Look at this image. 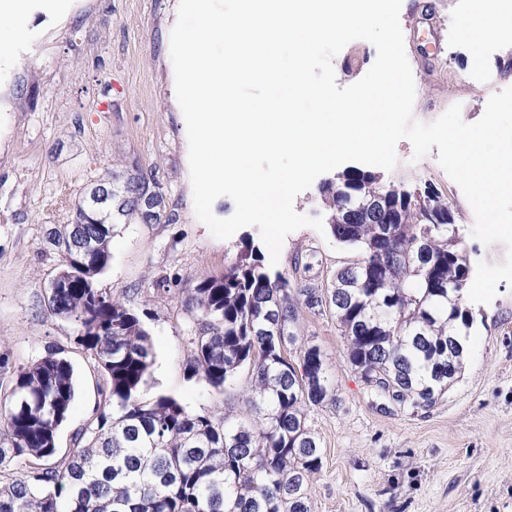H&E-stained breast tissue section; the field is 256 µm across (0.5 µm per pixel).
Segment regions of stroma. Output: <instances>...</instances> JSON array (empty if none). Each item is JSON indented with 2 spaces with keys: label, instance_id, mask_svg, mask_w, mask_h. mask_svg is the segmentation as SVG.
<instances>
[{
  "label": "stroma",
  "instance_id": "stroma-1",
  "mask_svg": "<svg viewBox=\"0 0 512 512\" xmlns=\"http://www.w3.org/2000/svg\"><path fill=\"white\" fill-rule=\"evenodd\" d=\"M180 0H28L24 21L0 18V389L14 371L56 350L74 371L76 397L57 435L68 453L102 397L94 361L74 341L75 326L44 300L62 258L50 229L70 223L97 181L150 178L164 197L156 224L115 225L111 260L97 277L102 291L144 313L155 359L147 397L166 395L188 411L247 412V373L222 393L185 370L190 323L184 291L219 277L244 237L214 238L195 215L184 116L175 92L170 33ZM475 0H402L400 25L411 66L413 117L430 122L460 105L478 121L489 97L512 73V28L479 46L458 34ZM24 36H16L17 26ZM377 56L364 40L333 60L338 87L361 79ZM398 162L380 170L386 184L432 185L452 205L471 263H501L502 244L472 235L474 212L438 162V149L414 159L400 140ZM360 254L310 227L286 236L277 271L306 268L330 287L336 271ZM181 282L166 290L160 276ZM476 317L459 380L429 409L381 404L346 361L335 316L300 307L299 344L318 346L335 401L309 406L307 424L320 441L322 469L309 489L311 512H512V288L499 282Z\"/></svg>",
  "mask_w": 512,
  "mask_h": 512
}]
</instances>
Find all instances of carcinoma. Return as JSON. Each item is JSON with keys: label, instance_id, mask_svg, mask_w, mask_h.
<instances>
[{"label": "carcinoma", "instance_id": "1", "mask_svg": "<svg viewBox=\"0 0 512 512\" xmlns=\"http://www.w3.org/2000/svg\"><path fill=\"white\" fill-rule=\"evenodd\" d=\"M343 176L346 194L324 195L328 231L362 258L339 269L324 294L268 269L250 239L224 275L189 289V377L223 390L248 371L256 420L233 423L169 396L145 398L154 351L142 314L96 284L111 259L113 224L99 215L80 222L78 206L71 223L54 228L66 287L49 291L45 305L75 323L76 343L100 369L104 401L76 433V448L59 456L57 433L76 395L71 364L48 353L15 372L0 394V512H311L308 480L322 468V451L306 407L335 394L318 346L288 351L302 299L333 311L361 378L399 408L433 407L460 377L458 336L474 323L462 304L472 267L455 243V220L430 218L448 201L393 197L391 221L348 224L349 198L382 185L371 171ZM140 192L130 186L123 217L144 220Z\"/></svg>", "mask_w": 512, "mask_h": 512}]
</instances>
